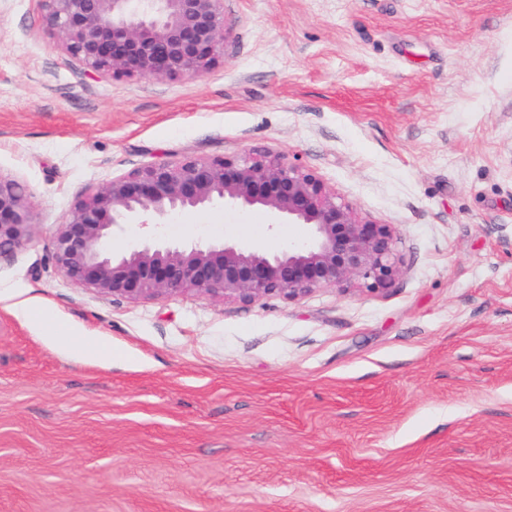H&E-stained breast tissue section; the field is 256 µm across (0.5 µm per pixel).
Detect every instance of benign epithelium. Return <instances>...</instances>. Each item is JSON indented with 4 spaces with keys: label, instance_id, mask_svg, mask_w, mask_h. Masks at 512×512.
Segmentation results:
<instances>
[{
    "label": "benign epithelium",
    "instance_id": "7a95c632",
    "mask_svg": "<svg viewBox=\"0 0 512 512\" xmlns=\"http://www.w3.org/2000/svg\"><path fill=\"white\" fill-rule=\"evenodd\" d=\"M62 49L93 76H199L224 62V0H43ZM262 209L270 227L300 224L303 239L270 251L226 241L169 242L155 228L185 211ZM152 230L122 251L125 224ZM27 185L0 174V261L35 236ZM396 227L359 217L315 173L254 150L134 168L78 197L59 224L50 259L74 285L130 300L197 292L252 303L298 301L321 288L383 292L398 278Z\"/></svg>",
    "mask_w": 512,
    "mask_h": 512
}]
</instances>
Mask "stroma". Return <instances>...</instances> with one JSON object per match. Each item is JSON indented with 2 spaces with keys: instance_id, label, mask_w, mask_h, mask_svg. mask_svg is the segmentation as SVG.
I'll use <instances>...</instances> for the list:
<instances>
[{
  "instance_id": "35a3bbf8",
  "label": "stroma",
  "mask_w": 512,
  "mask_h": 512,
  "mask_svg": "<svg viewBox=\"0 0 512 512\" xmlns=\"http://www.w3.org/2000/svg\"><path fill=\"white\" fill-rule=\"evenodd\" d=\"M44 14L0 0V173L37 222L0 264V512H512V0H224L223 64L178 79L88 75ZM254 149L395 225V284L129 301L51 262L86 189ZM268 224L159 233L304 235Z\"/></svg>"
}]
</instances>
